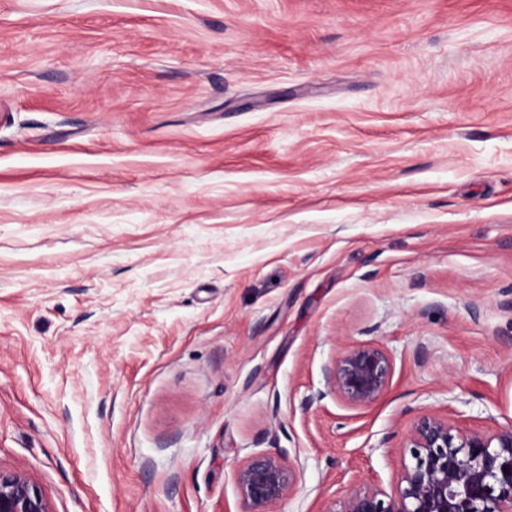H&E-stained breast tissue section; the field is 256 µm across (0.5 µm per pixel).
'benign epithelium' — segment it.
Wrapping results in <instances>:
<instances>
[{
  "mask_svg": "<svg viewBox=\"0 0 512 512\" xmlns=\"http://www.w3.org/2000/svg\"><path fill=\"white\" fill-rule=\"evenodd\" d=\"M393 358L376 344L342 348L326 371L332 393L355 407L381 398ZM410 462L390 489L354 484L324 512H512V422L471 431L425 413L406 437ZM240 512H278L298 485L295 467L279 454L251 455L231 471ZM0 512H49L37 486L20 471L0 470Z\"/></svg>",
  "mask_w": 512,
  "mask_h": 512,
  "instance_id": "7a95c632",
  "label": "benign epithelium"
}]
</instances>
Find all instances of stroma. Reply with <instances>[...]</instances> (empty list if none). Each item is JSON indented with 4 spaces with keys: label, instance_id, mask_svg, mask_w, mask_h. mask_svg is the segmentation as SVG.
<instances>
[{
    "label": "stroma",
    "instance_id": "1",
    "mask_svg": "<svg viewBox=\"0 0 512 512\" xmlns=\"http://www.w3.org/2000/svg\"><path fill=\"white\" fill-rule=\"evenodd\" d=\"M394 369L354 407L349 344ZM512 420V0H0V469L280 512ZM393 358L376 344L342 348L326 371L332 393L355 407H367L381 398L392 374ZM241 505L239 512H277L298 485L295 467L279 454L251 455L231 471Z\"/></svg>",
    "mask_w": 512,
    "mask_h": 512
}]
</instances>
